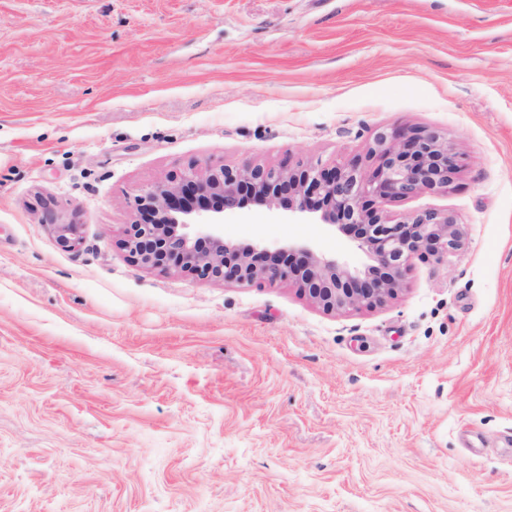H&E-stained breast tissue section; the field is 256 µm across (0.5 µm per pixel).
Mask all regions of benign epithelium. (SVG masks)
I'll return each mask as SVG.
<instances>
[{
    "label": "benign epithelium",
    "instance_id": "benign-epithelium-1",
    "mask_svg": "<svg viewBox=\"0 0 512 512\" xmlns=\"http://www.w3.org/2000/svg\"><path fill=\"white\" fill-rule=\"evenodd\" d=\"M367 156L373 161L369 170L356 163L327 168L318 162L296 170L251 163L190 166L139 189V217L127 225L123 248L144 267L175 268L202 281L250 286L292 279L327 312L376 308L397 295L414 257L439 259L462 247L446 211L421 210L390 224L376 205L446 192L459 165L448 142L424 128L381 129ZM250 204L337 228L367 263L351 268L305 245L243 250L229 245L221 231L224 217Z\"/></svg>",
    "mask_w": 512,
    "mask_h": 512
}]
</instances>
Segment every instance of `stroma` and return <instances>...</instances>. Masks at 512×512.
I'll return each mask as SVG.
<instances>
[{"label": "stroma", "instance_id": "1", "mask_svg": "<svg viewBox=\"0 0 512 512\" xmlns=\"http://www.w3.org/2000/svg\"><path fill=\"white\" fill-rule=\"evenodd\" d=\"M392 126L461 168L381 215L464 246L382 306L121 246L142 186ZM224 239L366 261L283 210ZM0 512H512V0H0Z\"/></svg>", "mask_w": 512, "mask_h": 512}]
</instances>
